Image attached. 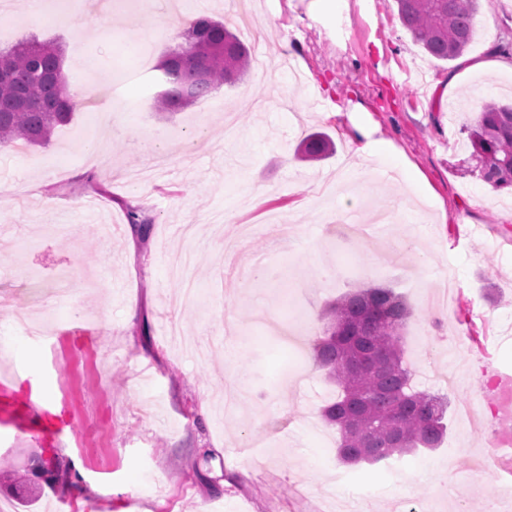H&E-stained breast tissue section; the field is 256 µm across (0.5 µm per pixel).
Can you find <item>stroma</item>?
<instances>
[{"label": "stroma", "instance_id": "1", "mask_svg": "<svg viewBox=\"0 0 512 512\" xmlns=\"http://www.w3.org/2000/svg\"><path fill=\"white\" fill-rule=\"evenodd\" d=\"M65 19L12 16L13 40L61 45L77 107L48 146L0 148V501L14 512H512L479 422L460 418L472 383L512 371V190L479 177L461 128L480 100L512 97V69L426 56L392 0H194L249 47L251 74L175 114L138 71L142 40L175 42L155 10L120 0ZM288 42L280 56V42ZM512 42V0H482L468 58ZM94 61L73 70L77 54ZM396 164L357 157L356 127ZM336 152L301 158L311 132ZM152 220L131 245L127 206ZM453 271L437 306L411 291ZM371 284L413 310L405 357L417 390L448 398L439 448L349 468L320 409L334 400L312 358L328 304ZM147 303L132 323L128 306ZM38 307L49 335L14 324ZM495 313L483 322L481 313ZM244 382L246 406L222 416ZM74 432L44 440L25 401ZM105 429L89 441L85 427ZM57 456L62 476H33ZM484 478L472 480L475 469ZM241 474L221 487L228 472ZM141 484H132L133 475ZM80 496L66 490L72 479Z\"/></svg>", "mask_w": 512, "mask_h": 512}]
</instances>
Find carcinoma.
Returning a JSON list of instances; mask_svg holds the SVG:
<instances>
[{"label":"carcinoma","mask_w":512,"mask_h":512,"mask_svg":"<svg viewBox=\"0 0 512 512\" xmlns=\"http://www.w3.org/2000/svg\"><path fill=\"white\" fill-rule=\"evenodd\" d=\"M403 28L424 52L454 61L472 40L479 0H394ZM63 51L25 39L0 47V147L49 144L57 127L73 118L74 102L63 77ZM251 54L222 20L201 17L181 34L156 70L164 89L153 97L156 112H179L249 71ZM480 178L495 190L512 188V103H481L463 126ZM300 147L311 157L333 148L325 133H311ZM127 220L141 237L152 221L136 207ZM328 322L313 343L314 360L339 389L322 417L339 434L337 455L348 465L436 448L445 435L448 400L411 388L403 332L412 317L404 297L373 285L347 293L329 306ZM33 472L55 479L56 457L35 461Z\"/></svg>","instance_id":"obj_1"}]
</instances>
